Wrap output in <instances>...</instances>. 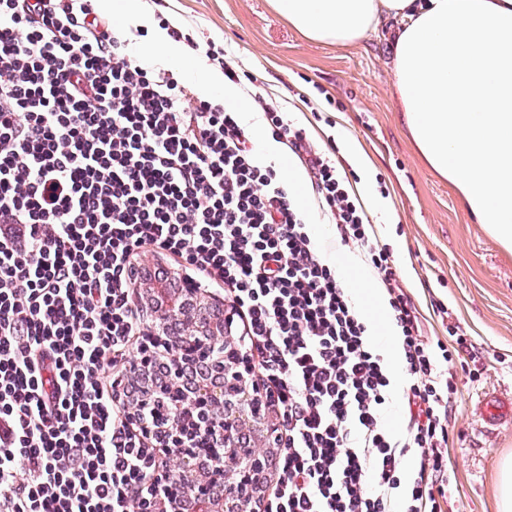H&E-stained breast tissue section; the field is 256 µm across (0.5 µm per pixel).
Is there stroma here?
<instances>
[{
	"label": "stroma",
	"instance_id": "1",
	"mask_svg": "<svg viewBox=\"0 0 512 512\" xmlns=\"http://www.w3.org/2000/svg\"><path fill=\"white\" fill-rule=\"evenodd\" d=\"M152 14L189 27L196 42L224 50L239 74L257 78L270 98L334 151L357 182L344 150L355 139L387 204L375 230L427 337L466 336L481 376L459 375L448 418V467L458 493L445 512H500V462L512 457V424L485 432L475 410L488 391L512 394V249L475 223L456 191L422 160L399 121L393 94L391 32L339 47L304 37L270 0H146Z\"/></svg>",
	"mask_w": 512,
	"mask_h": 512
}]
</instances>
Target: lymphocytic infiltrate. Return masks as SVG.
<instances>
[{"label": "lymphocytic infiltrate", "mask_w": 512, "mask_h": 512, "mask_svg": "<svg viewBox=\"0 0 512 512\" xmlns=\"http://www.w3.org/2000/svg\"><path fill=\"white\" fill-rule=\"evenodd\" d=\"M146 34L120 33L96 0H0V512H156L167 499L155 475L176 452L129 415L147 246L214 290L273 419L247 512H443L458 392L444 365L466 338L423 336L346 175L254 92L317 210L382 284L407 378L392 438L385 358L278 166L256 160L231 109L145 67L130 46Z\"/></svg>", "instance_id": "obj_1"}]
</instances>
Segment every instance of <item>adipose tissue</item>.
<instances>
[{"label": "adipose tissue", "mask_w": 512, "mask_h": 512, "mask_svg": "<svg viewBox=\"0 0 512 512\" xmlns=\"http://www.w3.org/2000/svg\"><path fill=\"white\" fill-rule=\"evenodd\" d=\"M308 38L345 46L396 18L392 86L424 161L512 248V0H271Z\"/></svg>", "instance_id": "adipose-tissue-1"}]
</instances>
